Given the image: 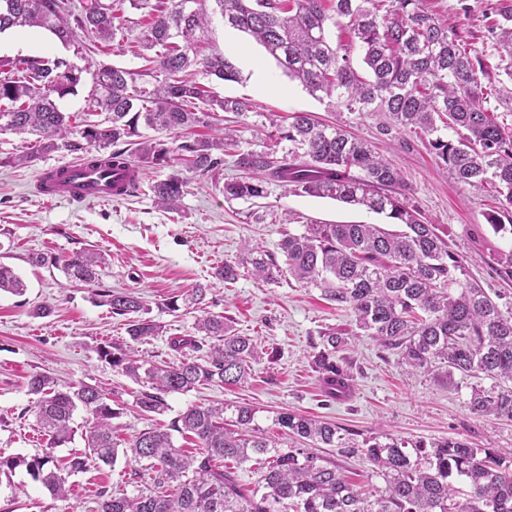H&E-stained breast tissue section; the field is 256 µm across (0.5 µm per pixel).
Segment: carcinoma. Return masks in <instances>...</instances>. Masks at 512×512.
I'll list each match as a JSON object with an SVG mask.
<instances>
[{
    "instance_id": "1",
    "label": "carcinoma",
    "mask_w": 512,
    "mask_h": 512,
    "mask_svg": "<svg viewBox=\"0 0 512 512\" xmlns=\"http://www.w3.org/2000/svg\"><path fill=\"white\" fill-rule=\"evenodd\" d=\"M116 0H0V32L39 27L62 42L80 30L101 43L124 34L126 19ZM143 12L134 43L144 75L156 84L136 85L138 72L104 62L79 68L63 57L0 59V134L35 136L30 151L0 156V164L22 165L38 154L61 148L107 158V165L135 163L142 169L180 164L208 176L224 157L245 176L224 183V196L253 200L268 195L275 182L314 197H328L384 215L401 229L380 224H306L286 234L282 260L246 243L237 261L215 268L216 278L232 283L245 268L254 278L276 282L284 275L303 286L319 288L326 300L353 317L359 334L375 340L415 373L443 369L448 377L491 381L471 386L469 407L477 416L494 415L512 422V312L502 313L481 286L465 278L464 256L451 250L409 205L407 187L397 168L376 155L364 140L341 124H321L307 112H293L288 122L271 120L269 136L286 140L288 151L241 149L224 128L205 138L190 139L199 126H214L221 112L245 116L251 103L218 97L202 83L186 78L195 67L227 82L239 71L226 57L202 55L198 44L211 24L205 0L195 11L183 0H128ZM224 24L253 36L284 73L314 97L333 107L386 114L383 133L422 132L462 185L491 188L498 210L512 211V123L500 120L486 105L479 75L485 59L471 55L442 20L425 10L424 0H213ZM489 26L506 80L497 100L512 108V3L500 0ZM345 25L351 41L333 45L330 29ZM360 51L365 73L353 67ZM93 70L90 99L106 113L86 121L80 140L68 141L72 115L56 98L77 92L82 73ZM175 133L183 142L170 146L158 138L138 143L135 155L117 144L135 137L140 126ZM451 130L450 139L443 131ZM185 181L171 175L151 186L158 207L179 209ZM38 265L62 266L75 282L96 287V301L127 319V343L95 348L100 361L140 386L133 403L143 416L161 415L166 397L199 386L242 384L259 360L254 340L236 332L228 319L205 310L208 286L197 285L164 302L172 312L184 307L202 313L194 329L213 340L204 347L197 336H173L169 347L177 360L148 359L134 347L162 333L146 317L141 297L101 282L105 255L82 249L66 259L36 255ZM24 281L0 264V292L21 295ZM345 338L328 328L320 332L313 368L326 396L341 399L354 376L339 356ZM195 352L189 357L183 350ZM28 393L33 413L47 437L42 453L30 458L0 455V475L23 466L51 496H67L63 473L75 474L99 464L112 466L119 453L140 463L134 475L141 489L128 495L104 490L97 512H512V450L475 448L458 439H407L378 432L357 440L330 422L293 412H279L274 424L288 433L282 448L258 434L256 409L240 405H190L168 428H148L119 448L113 420L123 414L99 387L82 383L53 390L42 374L31 376ZM88 415L85 450L59 465L55 449L74 438V413ZM191 435L197 448L174 444L173 433ZM335 448L342 457L363 455L384 487L357 484L336 461L312 452Z\"/></svg>"
}]
</instances>
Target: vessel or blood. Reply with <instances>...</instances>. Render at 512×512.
<instances>
[{
    "instance_id": "b4317fda",
    "label": "vessel or blood",
    "mask_w": 512,
    "mask_h": 512,
    "mask_svg": "<svg viewBox=\"0 0 512 512\" xmlns=\"http://www.w3.org/2000/svg\"><path fill=\"white\" fill-rule=\"evenodd\" d=\"M139 177V168L132 164L115 172L83 160L43 169L37 186L40 194L51 201H98L112 199Z\"/></svg>"
}]
</instances>
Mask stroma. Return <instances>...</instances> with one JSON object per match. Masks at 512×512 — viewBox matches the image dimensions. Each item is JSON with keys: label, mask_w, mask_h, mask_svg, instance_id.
Returning a JSON list of instances; mask_svg holds the SVG:
<instances>
[{"label": "stroma", "mask_w": 512, "mask_h": 512, "mask_svg": "<svg viewBox=\"0 0 512 512\" xmlns=\"http://www.w3.org/2000/svg\"><path fill=\"white\" fill-rule=\"evenodd\" d=\"M495 2L425 0V5L447 18L468 48L479 52L490 46L488 27ZM22 33L27 47H0L1 58L61 56L85 66L91 35L78 33L65 45L41 28L26 27ZM201 47L229 57L240 72L236 82L201 73L196 79L220 96L252 103V112L234 125L243 147L265 146L260 128L274 113L309 112L322 121H346L352 134L370 141L401 171L410 204L464 255L468 279L485 288L502 311L512 312V278L504 276L496 262L500 252L512 249V235L494 231L490 224L497 204L489 192L462 186L447 174L426 135H383L378 131L382 112L330 109L285 75L250 36L225 27L220 15H213ZM75 158V152L63 148L38 155L26 165L0 166V263L12 267L27 284L24 295L0 294V453L30 457L46 446L27 388L35 373L51 377L60 389L89 383L109 393L124 406L116 421L122 439L169 423L190 405L224 402L257 407L260 428L283 446L288 438L274 418L289 410L366 435L384 430L409 439L452 438L479 448L512 449V423L471 413L470 380L408 373L375 340L353 335L349 313L336 309L320 289L291 279L268 284L246 271L228 285L213 276L217 266L237 259L244 243L275 254L284 234L302 232L306 223L382 224L384 215L298 194L279 184L269 185L262 199L224 197L221 185L239 175L229 159L218 175L185 174V194L176 213L157 207L151 191L153 183L168 177L165 169L142 170L136 194L109 203L49 202L40 197L35 186L38 172ZM288 211L296 214L295 224L283 223ZM84 248L106 253L104 285L140 294L150 318L163 326L162 335L139 343L143 355L172 358L169 338L193 334L195 313L169 311L163 302L202 283L209 287L210 312L230 317L236 332L255 341L260 359L251 378L238 386L174 393L168 396L169 409L163 415H139L132 406L134 383L99 361L94 352L97 345L126 339L123 318L94 304L89 286L69 282L60 269L31 262L36 254L65 258ZM42 304L51 305V315L35 316V308ZM329 327L346 337L344 355L355 379L343 401L323 395L311 367L319 334ZM137 467L134 460L121 457L114 466L72 474L63 499L52 497L20 467L10 476H0V512H96L97 491L132 492Z\"/></svg>", "instance_id": "1"}]
</instances>
